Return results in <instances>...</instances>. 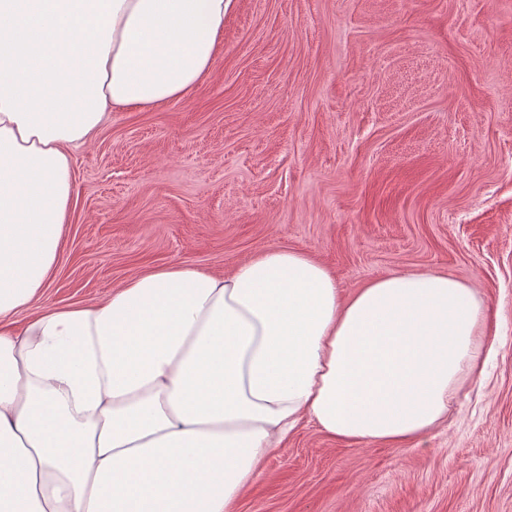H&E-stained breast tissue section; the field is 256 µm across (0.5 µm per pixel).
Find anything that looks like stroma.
Instances as JSON below:
<instances>
[{
  "label": "stroma",
  "instance_id": "1",
  "mask_svg": "<svg viewBox=\"0 0 512 512\" xmlns=\"http://www.w3.org/2000/svg\"><path fill=\"white\" fill-rule=\"evenodd\" d=\"M71 160L43 304L273 248L348 295L427 270L486 302L487 370L429 439L303 421L235 512H512V0H235L208 74Z\"/></svg>",
  "mask_w": 512,
  "mask_h": 512
}]
</instances>
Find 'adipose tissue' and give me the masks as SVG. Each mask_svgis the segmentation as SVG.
Masks as SVG:
<instances>
[{
    "label": "adipose tissue",
    "instance_id": "adipose-tissue-1",
    "mask_svg": "<svg viewBox=\"0 0 512 512\" xmlns=\"http://www.w3.org/2000/svg\"><path fill=\"white\" fill-rule=\"evenodd\" d=\"M234 2L0 0V512H232L302 419L335 438L422 439L482 372L473 285L408 272L347 295L284 248L35 310L72 150L109 112L183 97Z\"/></svg>",
    "mask_w": 512,
    "mask_h": 512
}]
</instances>
